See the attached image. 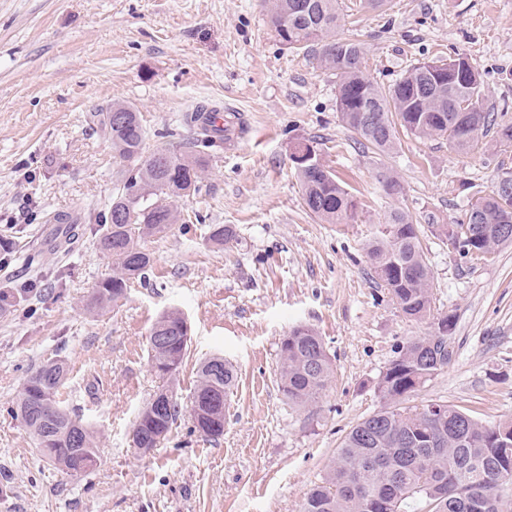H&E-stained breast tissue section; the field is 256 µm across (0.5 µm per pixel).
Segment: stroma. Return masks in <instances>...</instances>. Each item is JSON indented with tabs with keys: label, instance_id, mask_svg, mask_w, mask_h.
I'll list each match as a JSON object with an SVG mask.
<instances>
[{
	"label": "stroma",
	"instance_id": "obj_1",
	"mask_svg": "<svg viewBox=\"0 0 512 512\" xmlns=\"http://www.w3.org/2000/svg\"><path fill=\"white\" fill-rule=\"evenodd\" d=\"M340 36L367 48L382 86L411 65L468 56L486 104L512 121V0H339ZM337 78L312 55L283 46L263 0H0V238L42 266L0 263V290L26 280L35 293L0 314V512H300L347 432L380 410L383 372L407 342L451 316L453 357L411 393L484 423L512 421V246L484 263L449 252L439 225L512 172V147L462 154L447 141L401 136L393 154L364 149L336 108ZM122 101L141 114L147 150L190 149L184 116L204 103L241 110L247 131L211 152L199 192L175 199L182 223L144 241L153 258L125 299L88 313L112 271L95 247V216L122 170L85 123ZM316 142L321 162L356 199L354 220L326 224L304 206L290 153ZM400 185L383 187L385 174ZM408 209L433 280L428 319H407L373 276L364 243ZM80 211L83 238L59 250L52 216ZM233 228L224 245L212 225ZM184 314L191 337L175 379L147 350L152 323ZM322 336L332 377L315 403H288L279 350L297 326ZM221 354L237 373L224 434L193 432L189 414L146 455L132 424L159 391L178 400L197 369ZM62 358L61 399L94 430L97 466L71 477L42 456L7 409L28 374Z\"/></svg>",
	"mask_w": 512,
	"mask_h": 512
}]
</instances>
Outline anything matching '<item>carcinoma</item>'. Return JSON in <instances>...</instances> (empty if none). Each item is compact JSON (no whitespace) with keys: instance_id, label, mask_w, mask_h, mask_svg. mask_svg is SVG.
<instances>
[{"instance_id":"1","label":"carcinoma","mask_w":512,"mask_h":512,"mask_svg":"<svg viewBox=\"0 0 512 512\" xmlns=\"http://www.w3.org/2000/svg\"><path fill=\"white\" fill-rule=\"evenodd\" d=\"M279 42L315 54L338 78L337 111L360 144L379 155L392 153L399 132L419 139H445L450 148L470 152L493 134L496 143L512 144V123L497 121L484 105L483 81L468 57L411 65L396 83L381 87L367 73L366 50L356 39L341 37L337 0H265ZM202 106L187 117L200 125L196 150L177 154L145 151L140 113L114 102L87 116L112 145L124 177L101 216L96 249L112 260V274L102 279L86 303L98 312L124 298L128 284L146 277L152 257L141 240L163 235L178 221L171 202L195 194L207 167V150L227 139L205 116ZM298 172L307 209L327 224L354 218L357 201L320 161L303 162ZM478 224L469 248L496 254L512 243V192L493 186L471 206ZM381 234L367 244L375 279L388 290L396 308L421 320L431 314L432 276L419 241V227L409 211L398 208ZM186 320L176 309L160 315L149 334L152 362L173 377L188 347ZM448 337L433 333L408 342L378 383L386 406L354 426L344 437L320 483L308 493L301 512H512V494L499 478L512 474V422L483 424L450 405L405 406V397L448 366ZM333 366L322 336L306 326L293 328L280 345L279 383L288 402L308 405L325 389ZM65 360L40 365L28 375L10 415L20 420L36 447L59 470L80 477L98 461V441L78 415L60 401L68 379ZM235 383L233 365L222 356L204 361L186 404L173 398L148 402L132 427L135 448L163 443L183 410L198 433L224 434L225 402Z\"/></svg>"}]
</instances>
